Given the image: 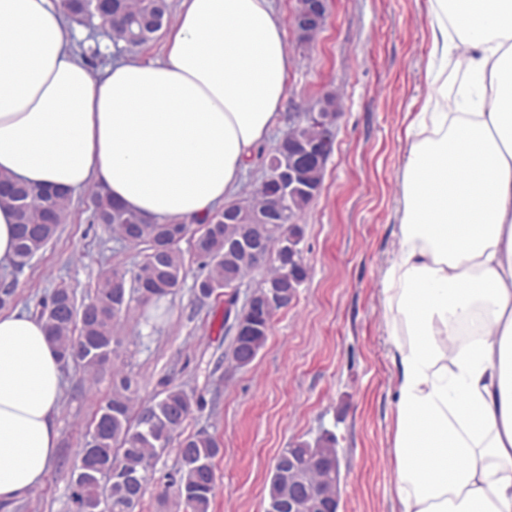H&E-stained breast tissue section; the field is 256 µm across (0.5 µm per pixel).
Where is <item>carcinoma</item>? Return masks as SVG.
<instances>
[{
	"mask_svg": "<svg viewBox=\"0 0 512 512\" xmlns=\"http://www.w3.org/2000/svg\"><path fill=\"white\" fill-rule=\"evenodd\" d=\"M58 2L62 14L79 23L91 25L98 18L94 0ZM170 16L169 0H112L107 38L115 46L133 50L154 40ZM320 107L316 118L291 132L267 159L269 167L283 171L295 168L304 189L282 199L274 215L250 203V195L199 219L202 229L194 240V249L204 273L194 288L202 298L220 293L226 285L243 282L255 270L257 262L249 253L228 247L229 242L258 235L264 238L267 251L277 256L251 303L266 330L234 339L228 352L238 369L252 365L267 342L272 319L282 309L271 305L270 300L290 289L297 290L308 277L298 219L321 190L325 162L303 156L297 142L325 139L333 144L338 100L328 96ZM0 182L13 188L11 195L0 197V205L9 206L16 214L15 264L22 266L44 249L59 225L67 220L71 195L39 185L17 184L6 176H0ZM91 218L129 244L147 245V253L132 277L114 268L101 270L90 303L79 308L73 293L57 288L43 305L40 318L61 362L81 364L87 373L95 374L116 354L114 327L127 307V295L135 292L143 302L157 304L180 287L183 265L178 244L190 232V225L146 224L141 214L116 204L99 191L92 194ZM112 383V396L92 419L88 438L80 449L79 464L70 478L72 512H136L144 482L160 454L202 404L201 399L165 382L162 398L142 407L133 419L132 379L118 373L112 375ZM316 447L325 451L319 460L304 459L305 451L311 450L306 442L298 444L295 452L311 470L312 483L328 486L341 476L336 437L326 434L317 440ZM219 453V443L206 432L189 435L179 443L180 467L168 477L167 486L175 488L186 512H210L216 485L213 460ZM286 470L285 448L275 459L269 500L280 495V480Z\"/></svg>",
	"mask_w": 512,
	"mask_h": 512,
	"instance_id": "cac0c4a2",
	"label": "carcinoma"
}]
</instances>
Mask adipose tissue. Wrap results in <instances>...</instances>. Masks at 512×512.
<instances>
[{
  "label": "adipose tissue",
  "mask_w": 512,
  "mask_h": 512,
  "mask_svg": "<svg viewBox=\"0 0 512 512\" xmlns=\"http://www.w3.org/2000/svg\"><path fill=\"white\" fill-rule=\"evenodd\" d=\"M454 111L409 131L385 271L402 512H512V0H430ZM54 0H0V174L102 189L186 223L222 206L280 120L290 57L271 0H180L161 59L93 70ZM479 318L475 339L457 325ZM62 364L44 323L0 314V504L43 481Z\"/></svg>",
  "instance_id": "ef3b65f1"
}]
</instances>
